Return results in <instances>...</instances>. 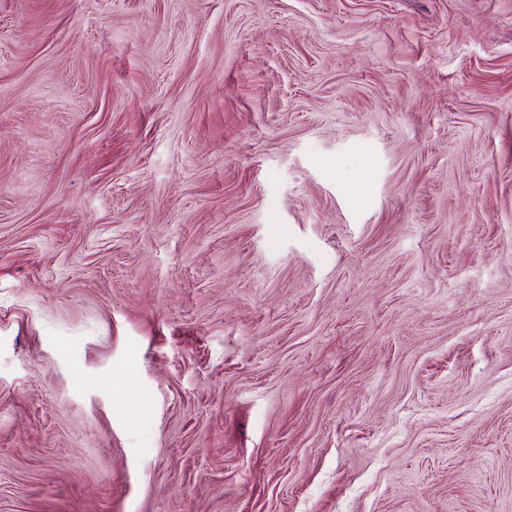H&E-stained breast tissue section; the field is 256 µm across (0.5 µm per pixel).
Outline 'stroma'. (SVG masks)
Returning <instances> with one entry per match:
<instances>
[{"label":"stroma","instance_id":"35a3bbf8","mask_svg":"<svg viewBox=\"0 0 512 512\" xmlns=\"http://www.w3.org/2000/svg\"><path fill=\"white\" fill-rule=\"evenodd\" d=\"M0 512H512V0H0Z\"/></svg>","mask_w":512,"mask_h":512}]
</instances>
